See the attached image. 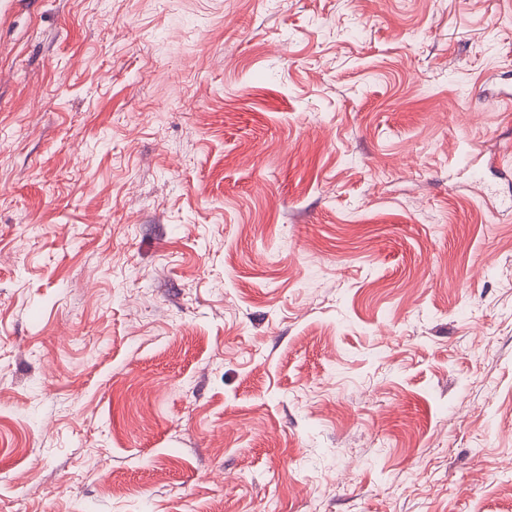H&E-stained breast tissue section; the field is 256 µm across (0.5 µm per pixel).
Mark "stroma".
Instances as JSON below:
<instances>
[{
  "label": "stroma",
  "instance_id": "stroma-1",
  "mask_svg": "<svg viewBox=\"0 0 512 512\" xmlns=\"http://www.w3.org/2000/svg\"><path fill=\"white\" fill-rule=\"evenodd\" d=\"M512 0H0V512H512Z\"/></svg>",
  "mask_w": 512,
  "mask_h": 512
}]
</instances>
